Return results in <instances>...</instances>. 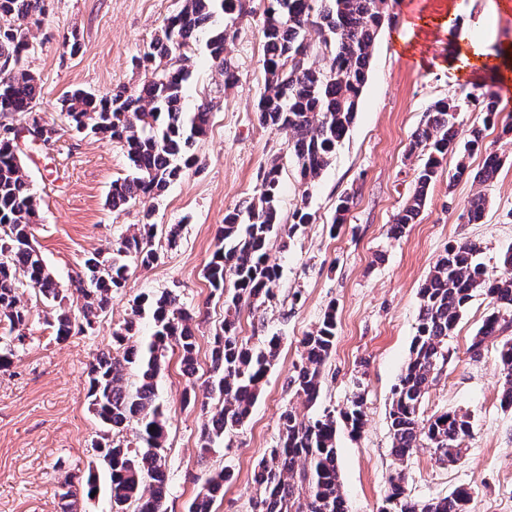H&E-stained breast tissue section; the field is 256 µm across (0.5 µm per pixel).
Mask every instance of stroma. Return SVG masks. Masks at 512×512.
Instances as JSON below:
<instances>
[{"instance_id": "35a3bbf8", "label": "stroma", "mask_w": 512, "mask_h": 512, "mask_svg": "<svg viewBox=\"0 0 512 512\" xmlns=\"http://www.w3.org/2000/svg\"><path fill=\"white\" fill-rule=\"evenodd\" d=\"M180 0H49L36 32L37 47L26 64L41 79L38 109L58 134L34 143L22 130L27 117L1 113L0 125L18 130L17 151L32 180L40 219L34 235L60 284L77 271L85 255L109 251L113 241L150 216L159 232L157 259L147 269L131 267L128 279L99 317L94 331L56 340L49 309L31 288L22 300L30 308L24 343L16 345L10 367L0 370V512H63L58 495L64 475H83L95 458L102 428L89 409L86 373L99 351L110 348L112 332L131 317L135 297L175 291L195 317L196 373L181 371L176 347H168L158 379V396L168 418L163 450L169 476L167 512H187L209 474L222 467L234 473L215 512H252L253 470L279 439L284 409L299 418L340 410L362 379L366 424L350 435L338 429L336 448L347 512H380L390 474L404 471L412 497L446 496L458 487L471 494L468 512H512V410L500 407V367L495 346L471 359L468 347L494 306L476 294L448 346L452 359L421 404L422 418L448 410L467 414L471 436L463 461L448 466L421 448L406 461L391 452L388 426L391 389L409 358L418 321L419 289L448 245L480 244L478 262L495 274L500 257L512 249V141L501 138V124L512 120V99L502 100L499 122L485 130V142L502 164L485 185L449 183L440 175L431 186L416 223L400 238L389 227L410 199L422 160L408 154L414 131L428 105L439 98L463 99L473 87L493 84L490 72L462 74L453 59L460 37L489 55L512 46V0H392L394 19L380 30L372 48L368 81L353 125L331 164L313 188H305L288 157V134L261 126L256 104L264 90L263 41L259 14L244 19L227 47L238 81L225 88L204 45L194 48L187 102L207 96L218 110L207 133L194 146L195 165L160 197L115 210L107 204L112 182L126 177L129 162L112 140L71 130L58 102L66 91L105 93L137 85L142 71L132 60L147 49ZM448 19L447 29L429 32L407 27L411 11ZM77 31L80 49L70 53L62 36ZM283 166L281 221L290 224L300 201H307L311 223L300 226L289 248L271 239L268 252L280 277L273 299L242 305L241 336L251 343L276 334L282 343L246 424L210 451L200 447L206 421L199 405L185 404L188 382L203 386L209 377L210 345L224 323V302L212 296L204 269L217 244L225 214L255 194L258 173L272 162ZM484 193L482 223L460 215L468 201ZM353 200L341 228H333L341 196ZM181 227L175 246L163 234ZM336 312V342L325 365L320 399L307 406L289 380L301 363L302 338L315 330L325 311Z\"/></svg>"}]
</instances>
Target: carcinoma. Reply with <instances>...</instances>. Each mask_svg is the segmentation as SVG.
<instances>
[{
  "mask_svg": "<svg viewBox=\"0 0 512 512\" xmlns=\"http://www.w3.org/2000/svg\"><path fill=\"white\" fill-rule=\"evenodd\" d=\"M47 11V0H0V112H21L28 117L31 135L44 143L58 130L36 109L41 87L39 78L25 64L33 49L34 29ZM253 13L250 0H182L167 24L153 38L149 51L135 67L143 70V81L134 87L118 86L105 94L75 89L60 102L65 120L78 131L104 135L122 144L132 173L112 182L108 205L117 209L141 198L161 195L171 183L195 164L191 153L204 136L214 110L212 100L186 107L185 93L192 77L190 43L204 41L210 60L224 75V88L237 81V72L224 54L226 44L237 38L239 22ZM224 18L221 27L215 18ZM393 19L384 0H264L261 33L265 51L261 60L264 91L257 104L261 125L288 132V151L305 184L311 186L330 165L338 145L353 124L361 93L368 79L372 47L384 23ZM465 98L485 113L483 125L467 130L460 139L461 106L445 98L432 102L425 122L413 133L409 152H423L415 190L390 227L394 238L402 236L424 208L430 187L447 158H456L448 172V184L472 180L492 181L502 159L488 149L486 124L500 113L499 97L485 88L468 92ZM13 131L0 128V322L9 326L13 340L23 343V330L30 311L18 292L25 279L43 304L52 310L56 339L65 340L79 331L66 299L81 304L85 327L105 311L112 294L125 287L130 264L153 265L154 225L134 224L105 255L88 256L81 270L63 288L48 268L36 246L33 225L39 219L32 181L14 157ZM484 153L478 171L467 159ZM282 167L274 161L260 173L257 193L224 216L218 244L205 267L212 291L224 299L227 316L213 338L212 373L206 383L209 396L219 406L209 410L201 432V448L207 451L242 428L248 421L263 382L280 349V338L271 336L259 345L239 336L235 316L240 306L273 295L279 279L278 267L269 262L267 245L278 237L288 248L290 235L282 233L279 211ZM488 200L477 193L468 203L466 222L478 224L485 216ZM480 246L472 241L451 245L441 256L420 288L416 333L408 362L392 388L388 411L392 454L408 460L419 448L433 449L436 459L447 465L461 461L464 444L471 437L469 417L456 411L421 418L424 395L448 364V339L454 335L462 313L476 293L490 298L496 308L512 310V267L502 257V270L488 275L476 256ZM135 316L149 314L151 333L134 344V324L113 332L115 350H103L89 365L87 398L104 428L95 447L111 457L105 466L112 505L125 512H165L168 492L166 464L161 449L167 437V420L159 402L157 379L165 352L178 347L183 371L195 372L196 336L194 316L178 295L166 291L143 295L133 301ZM508 328L496 311L483 322L469 348L475 358L487 342L496 344L502 387L500 404L512 409V338L500 339ZM336 339V315L327 311L315 331L305 336L302 363L290 383L309 406L319 398L322 369ZM363 395L355 393L339 413L325 411L300 420L285 409L279 417L277 447L259 461L253 482L258 494L253 512H347L341 492L336 451L337 422L352 433L365 424ZM135 425V441L123 432ZM233 473L222 468L208 476L202 491L189 503L187 512H212L224 496V484ZM61 498L82 493L91 497L99 489L94 467L76 483L67 476ZM470 494L461 487L442 498L425 501L410 497L406 475L388 479L385 512H466Z\"/></svg>",
  "mask_w": 512,
  "mask_h": 512,
  "instance_id": "cac0c4a2",
  "label": "carcinoma"
}]
</instances>
